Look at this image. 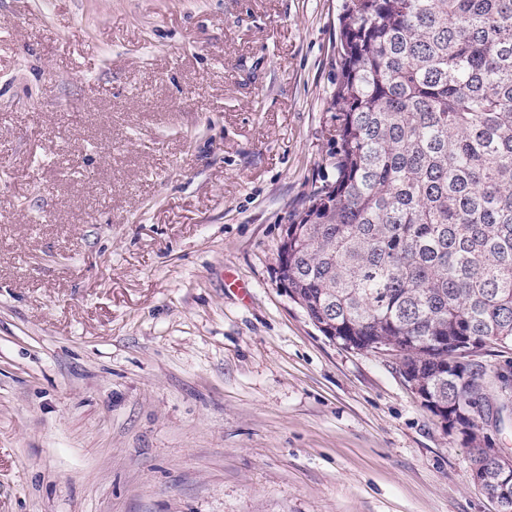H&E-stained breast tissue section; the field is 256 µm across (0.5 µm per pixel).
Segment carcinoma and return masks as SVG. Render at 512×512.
Wrapping results in <instances>:
<instances>
[{
    "label": "carcinoma",
    "mask_w": 512,
    "mask_h": 512,
    "mask_svg": "<svg viewBox=\"0 0 512 512\" xmlns=\"http://www.w3.org/2000/svg\"><path fill=\"white\" fill-rule=\"evenodd\" d=\"M333 179L288 224L275 280L321 333L401 351L405 381L482 458L468 406L512 346V0H342ZM475 349H471L470 356ZM468 356V357H470ZM476 362L483 363L488 368H498V369H506V364L510 362L512 364V350L502 349L499 347L496 348H485L483 350L478 351L472 357H470Z\"/></svg>",
    "instance_id": "1"
}]
</instances>
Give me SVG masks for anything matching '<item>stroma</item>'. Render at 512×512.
<instances>
[{
	"mask_svg": "<svg viewBox=\"0 0 512 512\" xmlns=\"http://www.w3.org/2000/svg\"><path fill=\"white\" fill-rule=\"evenodd\" d=\"M340 0H0V512H498L275 282Z\"/></svg>",
	"mask_w": 512,
	"mask_h": 512,
	"instance_id": "35a3bbf8",
	"label": "stroma"
}]
</instances>
